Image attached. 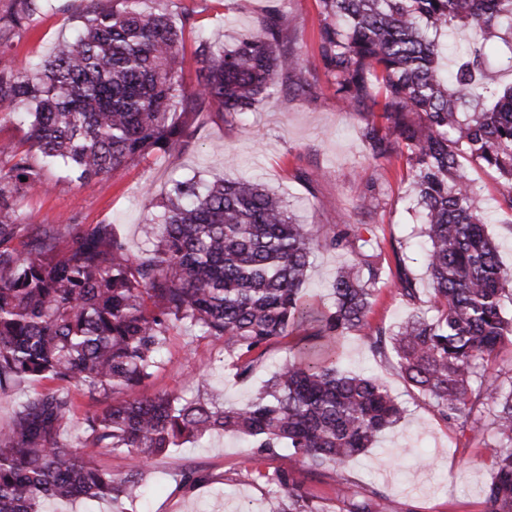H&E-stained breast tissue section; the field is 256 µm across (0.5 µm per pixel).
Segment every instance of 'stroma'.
Returning a JSON list of instances; mask_svg holds the SVG:
<instances>
[{
	"mask_svg": "<svg viewBox=\"0 0 512 512\" xmlns=\"http://www.w3.org/2000/svg\"><path fill=\"white\" fill-rule=\"evenodd\" d=\"M62 2L64 11L46 16L36 29L15 37L11 50L0 55V68H16L47 56L62 37L82 24L88 0ZM286 3V45L299 55L314 93L284 90L261 102L255 111L235 117H222L212 110L188 115L197 134L187 150L163 159L147 156L120 175L85 186L51 172L47 187L21 202L24 223L49 230L63 251L73 241L68 218H75L85 230L112 224L136 254L153 237L154 204L165 197L172 180L193 177L205 184L224 177L259 180L286 202L300 223L371 225L369 252L387 270L369 315L372 324L390 328L428 311L431 285L420 252L421 220L406 195L405 161L396 155L377 162L367 159L360 134L364 120L347 111L319 62L317 0ZM159 6L177 20L183 13L192 15L185 28L183 61L184 82L192 86L198 78L194 51L199 39L250 32L269 3L160 0ZM462 164L482 196L487 231L500 244V264L512 270V225L497 209L500 183L479 162L466 158ZM345 260L340 251L315 250L304 293L332 306L331 284ZM401 261L416 277L419 298L413 303L396 290ZM300 339L295 332L273 341L252 378L242 381L236 376L238 358L225 351L223 339L178 329L171 332L162 351L163 368L144 390L189 397L205 382L223 389L225 405L240 406L295 352ZM339 367L382 381L402 409L400 421L382 433L375 447L345 467L344 474L355 487L382 490L388 512H487L486 490L499 449L491 415H484L474 430L460 432L438 415L429 398L402 378L393 352L376 354L356 331L343 341ZM252 455L242 439L216 433L201 446L187 444L156 457L149 466L151 478L139 512H262L268 487L247 478ZM263 467L290 469L324 512H339L333 470L309 473L303 466H289L283 453L266 458ZM191 469L207 474L208 483L182 486V474Z\"/></svg>",
	"mask_w": 512,
	"mask_h": 512,
	"instance_id": "35a3bbf8",
	"label": "stroma"
}]
</instances>
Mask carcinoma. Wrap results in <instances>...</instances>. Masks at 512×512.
I'll list each match as a JSON object with an SVG mask.
<instances>
[{
  "label": "carcinoma",
  "instance_id": "obj_1",
  "mask_svg": "<svg viewBox=\"0 0 512 512\" xmlns=\"http://www.w3.org/2000/svg\"><path fill=\"white\" fill-rule=\"evenodd\" d=\"M51 2L11 0L0 13V51L16 31L35 28ZM95 2L51 55L0 70V112L28 122L25 138L0 140V391L48 382L0 427V512H44L48 501L132 504L152 459L215 431L256 448L248 474L272 486L266 512H320L288 471L263 470L279 450L312 472L336 469L341 512H387L382 493L355 490L343 474L402 414L381 381L338 368L351 330L378 354L391 349L403 379L443 420L473 428L482 409L493 410L502 446L488 512H512V386L504 390L488 368L512 344V316L503 310L512 273L501 268L458 160L466 154L498 175V209L512 223V83L487 75L501 50L512 70V0H318L325 74L348 111L379 110L382 124L368 120L362 129L368 157L405 159L406 192L428 241L431 314L395 330L368 320L386 272L365 250L367 225L324 233L299 223L259 183L174 181L150 220L155 242L138 255L111 224L76 232L63 254L46 230L22 239L19 202L45 184L49 169L85 185L149 155L188 149L193 134L179 113L212 106L232 115L278 90H311L285 47L277 9L231 47L200 40L199 79L189 89L182 64L190 14L177 23L146 0H116L110 10ZM458 29L478 32L479 48L457 54ZM319 247L348 255L329 310L302 293ZM397 286L406 301L418 299L405 265ZM300 328L311 329L305 344L245 405L224 406V392L208 386L190 398L141 392L173 330L224 339L245 357L237 374L246 380L250 355ZM71 385L105 404L85 415L80 454L60 437L76 409ZM99 448L126 454L123 476L95 464Z\"/></svg>",
  "mask_w": 512,
  "mask_h": 512
}]
</instances>
